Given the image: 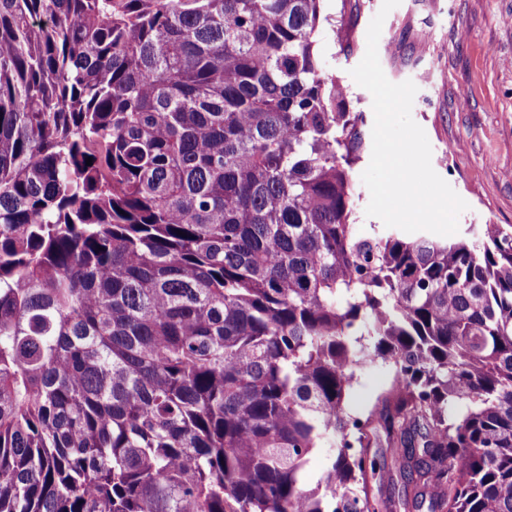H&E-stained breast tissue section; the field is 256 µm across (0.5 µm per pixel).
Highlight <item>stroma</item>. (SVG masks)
<instances>
[{
  "instance_id": "35a3bbf8",
  "label": "stroma",
  "mask_w": 512,
  "mask_h": 512,
  "mask_svg": "<svg viewBox=\"0 0 512 512\" xmlns=\"http://www.w3.org/2000/svg\"><path fill=\"white\" fill-rule=\"evenodd\" d=\"M382 0H323L318 32L326 75L340 78L349 111L372 114V96L350 71L363 59ZM378 57L394 83L412 81V117L425 131L431 164L468 208L459 232L512 225V0H401L387 15ZM393 377L375 364L350 388L348 409L366 410Z\"/></svg>"
}]
</instances>
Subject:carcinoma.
<instances>
[{
    "mask_svg": "<svg viewBox=\"0 0 512 512\" xmlns=\"http://www.w3.org/2000/svg\"><path fill=\"white\" fill-rule=\"evenodd\" d=\"M324 21L0 0V512H512V226L357 229ZM392 377V368L381 363L358 372L347 395L346 405L348 409L355 412L366 410L376 394L390 384ZM328 462L329 457L326 448H318L312 453L303 472V480L308 487L316 485Z\"/></svg>",
    "mask_w": 512,
    "mask_h": 512,
    "instance_id": "1",
    "label": "carcinoma"
}]
</instances>
